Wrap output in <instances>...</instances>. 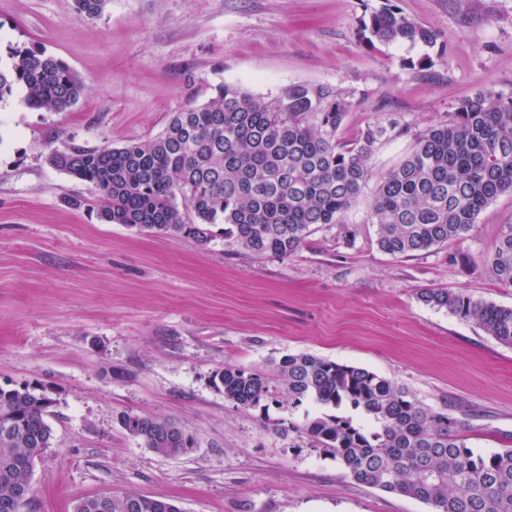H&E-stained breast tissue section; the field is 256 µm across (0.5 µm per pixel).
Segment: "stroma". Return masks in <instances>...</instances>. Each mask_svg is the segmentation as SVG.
I'll use <instances>...</instances> for the list:
<instances>
[{"mask_svg": "<svg viewBox=\"0 0 512 512\" xmlns=\"http://www.w3.org/2000/svg\"><path fill=\"white\" fill-rule=\"evenodd\" d=\"M391 5L432 29L433 44L369 45L361 28ZM41 48L85 90L67 112L0 102V386L53 399L54 440L35 462L21 512H75L103 493L175 500L182 512H432L351 479L288 422L320 413L284 388L242 409L214 386L224 365L275 375L311 353L374 371L466 423L467 444L512 447V346L424 305L422 288L512 306L485 258L512 223V193L461 243L411 257L376 245L364 190L344 225L317 228L293 256L226 240L141 235L102 223L99 192L54 168L52 150L120 147L159 135L174 112L226 83L271 100L294 85L348 105L337 132L396 125L370 181L447 123L462 100L512 99V0H110L95 19L74 0H0V67ZM471 254L469 264L449 254ZM185 425L193 448L164 457L120 425L124 414Z\"/></svg>", "mask_w": 512, "mask_h": 512, "instance_id": "1", "label": "stroma"}]
</instances>
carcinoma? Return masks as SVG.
<instances>
[{"instance_id": "1", "label": "carcinoma", "mask_w": 512, "mask_h": 512, "mask_svg": "<svg viewBox=\"0 0 512 512\" xmlns=\"http://www.w3.org/2000/svg\"><path fill=\"white\" fill-rule=\"evenodd\" d=\"M109 0H75L80 18L101 16ZM361 35L370 44H432L436 34L390 8L371 15ZM25 88L34 109L65 112L83 82L44 50L16 53L0 69V101ZM347 103L322 87L293 86L267 101L219 84L211 98L174 113L148 142L119 148L54 150L49 162L100 192L99 218L144 234L187 236L205 243L210 226L257 255L289 257L312 232L344 224L370 180L369 159L388 128L373 124L353 141L336 139ZM512 191V100L485 94L463 100L447 124L415 139L411 152L375 187L368 221L379 249L411 256L465 240L479 213ZM489 264L512 288V224L498 227ZM423 304L480 326L512 346V306L462 292L425 288ZM288 397L339 410H359L372 422L322 413L288 430L305 435L354 481L429 504L434 512H512V448L475 453L465 422L423 405L405 387L366 368L312 354H289L276 364ZM224 398L243 409L271 394L268 378L226 364L213 376ZM53 400L25 384L0 387V507L31 489L35 460L52 445L45 421ZM122 428L153 452L176 457L191 447L188 429L171 420L125 414ZM182 512L170 500L128 493L81 501L78 512Z\"/></svg>"}]
</instances>
